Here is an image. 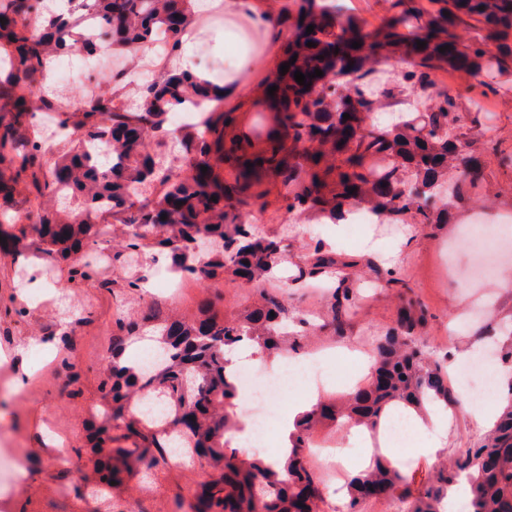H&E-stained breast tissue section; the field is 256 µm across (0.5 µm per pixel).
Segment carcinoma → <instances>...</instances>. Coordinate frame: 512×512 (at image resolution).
Here are the masks:
<instances>
[{"mask_svg": "<svg viewBox=\"0 0 512 512\" xmlns=\"http://www.w3.org/2000/svg\"><path fill=\"white\" fill-rule=\"evenodd\" d=\"M70 2L62 14L47 0H0V247L65 267L70 282L106 287L92 254L112 249L118 228L112 261L122 268L154 250L184 280L240 279L259 293L255 307L231 318L213 312L186 322L151 312L140 323L115 321L93 446L97 486L111 487L119 462L158 466L176 437L187 449L184 460L202 454L215 471L201 484L196 512H321L319 478L305 454L316 427L375 429L396 405L432 399L454 406L459 399L443 363L418 345L427 314L409 298L397 326L376 344L368 383L340 404L318 402L301 415L280 470L231 447L238 391L225 350L248 341L265 353L281 351L288 314L283 292L263 287L288 251L281 236L252 223L253 213L274 205L297 221L335 224L361 208L377 224H452L458 205L496 198L487 160L512 165V143L482 137L471 106L512 76V0H386L388 16L374 27L340 13L332 0H291L277 13L279 64L289 68L264 77V88L277 90L249 134L237 131L234 112L219 109L207 113L204 130L172 133L170 113L224 101L223 86L179 66L140 85L129 104L109 78L81 107L58 110V96L38 86L41 71L61 52H95L86 35L90 17L114 49L134 54L160 32L178 52L194 22L190 0ZM385 61L406 68L399 82L376 91L373 75ZM316 69L323 76L307 77V88L294 79L296 71ZM439 72L454 77L453 89L437 87ZM408 88L419 104L390 124L374 119L379 109L403 104ZM42 112L57 113V126L77 134L53 156L39 143ZM171 141L182 175L169 174ZM93 144L105 147L107 163L89 152ZM294 266L300 287L358 262H343L318 243ZM333 299L328 326L343 336L353 301L347 280H338ZM147 326L163 352L150 370L124 359L126 340ZM461 475L470 512H512L511 398L476 444L417 491L412 477L382 458L349 476L345 512H360L369 486L380 499L405 501L406 512H441Z\"/></svg>", "mask_w": 512, "mask_h": 512, "instance_id": "obj_1", "label": "carcinoma"}]
</instances>
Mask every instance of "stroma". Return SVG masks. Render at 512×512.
<instances>
[{
  "mask_svg": "<svg viewBox=\"0 0 512 512\" xmlns=\"http://www.w3.org/2000/svg\"><path fill=\"white\" fill-rule=\"evenodd\" d=\"M194 56L207 62V75L216 83L224 81V58L236 44L223 19H200ZM512 101V78L502 81L495 94L479 99L480 113L492 114V125L480 126L485 137L512 136V108H502V100ZM471 213L459 210L455 223L421 228L412 224H366L360 230L348 225L303 224L292 229L283 213L267 210L265 228L277 231L291 254L303 252L320 241L344 260L357 262L360 275L348 315L350 330L339 337L324 330L331 317L333 298L325 288H290L284 275H276L271 287L283 289L289 307L300 309L312 325L309 335L298 340V353L328 351L322 367L331 380L330 397L341 394L336 376H350L364 382L371 366H362L348 357L351 349L373 351L385 330L395 326L401 303L395 289L378 279L375 271L384 267L381 253L372 254L371 266H364V242L374 239L383 251L392 250L401 236H409L398 270L410 297L428 309L429 319L422 334L424 350L443 360L449 351H464L488 333H512V288L500 293L493 307L482 304L491 278H475L478 258L469 247L464 229ZM23 260L0 249V384L12 385L24 378L19 397L0 398V512H107L109 502L130 505L132 512H192L196 493L210 470L205 461L191 465H160L151 479L141 470L123 474L107 499L89 495L96 481L91 462L89 435L100 420L99 389L101 372L112 345V325L118 315L141 318L149 307L176 314L187 320L198 318L208 301L227 316L237 314L253 301L252 289L239 282L223 280L212 287L192 280L183 281L174 294L146 292L125 285L126 274L139 275L151 267L150 256H143L129 271L114 273L111 287L74 285L62 268L42 273L46 294L40 305H29L20 284L18 270ZM69 296L92 318L82 325L72 324L58 308L59 296ZM26 308L18 316V308ZM78 381H71V373ZM67 442L68 449H79L81 460L64 470L53 464L57 452L54 437ZM480 436L465 407H458L446 428V442L437 454L421 457L407 452L403 471L422 484L438 460L453 457L458 449Z\"/></svg>",
  "mask_w": 512,
  "mask_h": 512,
  "instance_id": "1",
  "label": "stroma"
}]
</instances>
